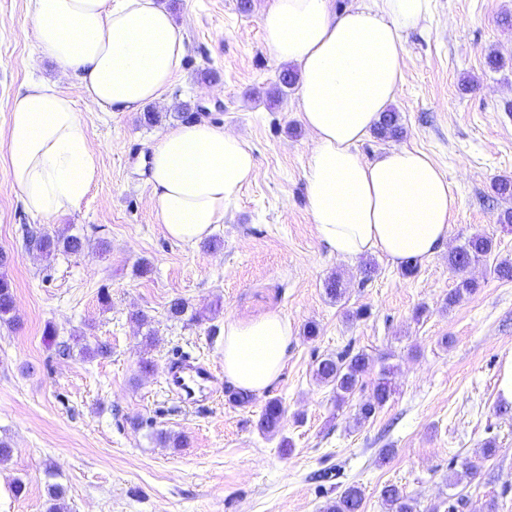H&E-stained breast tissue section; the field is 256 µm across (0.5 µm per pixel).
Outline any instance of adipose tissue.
<instances>
[{
  "label": "adipose tissue",
  "instance_id": "1",
  "mask_svg": "<svg viewBox=\"0 0 512 512\" xmlns=\"http://www.w3.org/2000/svg\"><path fill=\"white\" fill-rule=\"evenodd\" d=\"M27 37L56 78L27 82L15 98L0 162L26 210L42 223L75 209L97 156L75 103L134 112L163 101L181 76L185 37L161 0H30ZM432 0H271L262 26L273 56L299 73V116L314 145L305 167L307 208L337 258L369 253L392 263L431 258L446 245L454 187L423 151L393 147L367 158L359 146L405 83L408 32L425 29ZM259 175L246 142L223 126L192 121L162 131L150 150L148 184L158 223L196 243ZM293 328L272 313L224 323V378L262 396L288 359Z\"/></svg>",
  "mask_w": 512,
  "mask_h": 512
}]
</instances>
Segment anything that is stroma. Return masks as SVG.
I'll return each mask as SVG.
<instances>
[{
  "label": "stroma",
  "mask_w": 512,
  "mask_h": 512,
  "mask_svg": "<svg viewBox=\"0 0 512 512\" xmlns=\"http://www.w3.org/2000/svg\"><path fill=\"white\" fill-rule=\"evenodd\" d=\"M162 2L187 53L158 108L160 123L145 125L137 112L81 110L96 174L79 206L50 225L28 213L0 175V250L10 257L4 272L20 319L0 326V439L14 449L0 463V512H44L52 479L66 490L65 512H323L352 484L364 492L362 512H386L379 492L387 484L419 512H446L456 499L459 512H512V407L500 409L496 392L512 353V281L493 272L496 260L512 259V224H500L506 204L493 190L497 178L512 177V27L500 22L512 0H433L426 30L407 37L406 80L392 105L402 136L371 135L359 147L366 157L395 146L424 151L455 187L445 248L411 276L378 254L338 259L320 242L304 177L313 140L298 118L296 89L280 87L285 66L262 27L270 0H251L246 12L239 0ZM0 14L12 20L0 30L3 131L21 86L56 71L25 35L27 0H0ZM493 51L505 61L497 70L487 64ZM182 112L242 136L259 167L223 223L194 245L157 224L144 173L151 145ZM49 230L80 236L84 251L45 260L27 237ZM475 233L493 237L494 256L470 267L477 290L446 307L458 281L448 253ZM337 273L346 288L339 301L326 293ZM176 298L197 319H170ZM136 312L147 326L133 321ZM269 313L287 317L294 338L264 396L231 404L222 380L196 407L166 393L173 352L223 371L225 319ZM311 322L318 333L309 341L303 329ZM49 324L59 339L84 336L111 353L59 355L44 335ZM150 330L156 341L147 346ZM348 346L374 363L365 388L340 405L313 370L318 358ZM144 359L150 371H142ZM385 367L390 400L356 422ZM272 398L285 414L279 434L268 436L258 421ZM159 430L183 436L184 446L157 443ZM489 446L493 454L484 455ZM470 462L477 474L467 473Z\"/></svg>",
  "instance_id": "35a3bbf8"
}]
</instances>
